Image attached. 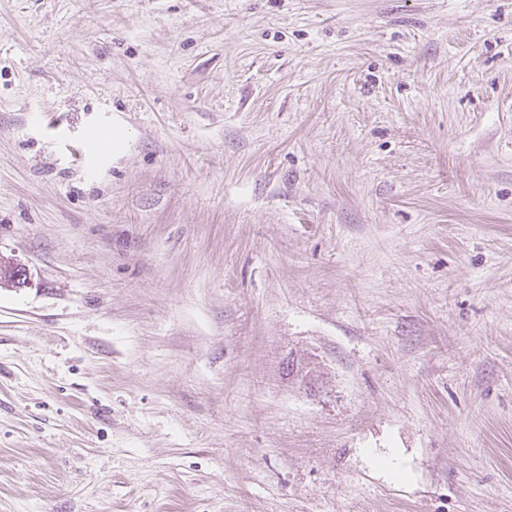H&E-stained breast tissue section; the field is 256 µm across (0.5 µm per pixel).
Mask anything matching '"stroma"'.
<instances>
[{"instance_id":"stroma-1","label":"stroma","mask_w":512,"mask_h":512,"mask_svg":"<svg viewBox=\"0 0 512 512\" xmlns=\"http://www.w3.org/2000/svg\"><path fill=\"white\" fill-rule=\"evenodd\" d=\"M0 264V512H512V0H0Z\"/></svg>"}]
</instances>
